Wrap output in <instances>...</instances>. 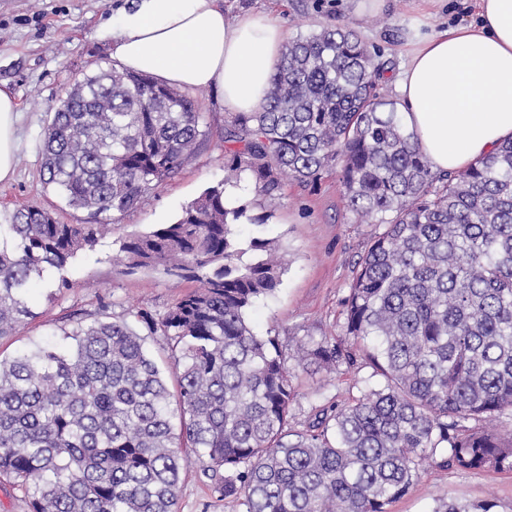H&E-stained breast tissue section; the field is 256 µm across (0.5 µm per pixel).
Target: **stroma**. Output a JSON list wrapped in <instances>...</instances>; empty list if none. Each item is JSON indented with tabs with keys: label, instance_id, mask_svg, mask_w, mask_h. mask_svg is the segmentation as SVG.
<instances>
[{
	"label": "stroma",
	"instance_id": "35a3bbf8",
	"mask_svg": "<svg viewBox=\"0 0 512 512\" xmlns=\"http://www.w3.org/2000/svg\"><path fill=\"white\" fill-rule=\"evenodd\" d=\"M126 0H0V87L16 97L21 112L15 176L0 183V215L19 204H36L65 224L84 223V211L68 207L41 178L42 134L65 89L82 73L110 68L112 30L107 22ZM233 21L263 14L277 19L286 39L307 36L326 26L355 29L369 47L389 62L381 88L394 98V80L416 35L430 34L465 19V0H440L422 11L413 0H384L382 8L362 11L361 0H220ZM205 115L207 135L193 157L173 177L145 194L120 215L112 233L94 250L79 253L62 277L37 282L27 295L33 318L12 336L0 339V357L9 359L36 345L62 341L77 320L109 316L132 318L144 311L162 316L196 283L168 276L162 268L125 273L113 263L123 240L176 221L205 189L224 182L228 156L224 139L233 130L218 88L190 91ZM250 214L265 216L263 225L243 223L235 231L244 238L278 242L287 271L274 294L249 309L258 336L275 339L284 356L314 340L334 339L343 321L342 299L356 263L369 240L370 228L351 220L338 172L324 174L314 185L285 181L276 199L255 189L249 173L229 186ZM66 288H58L59 279ZM296 402L291 429H303L313 409L343 404L361 396L371 373L363 364L328 372L295 367ZM470 503L493 500L495 512H512V472L463 471L424 464L410 491L389 512H436L446 500ZM234 503L213 493L211 480L196 459L181 475L177 512H233Z\"/></svg>",
	"mask_w": 512,
	"mask_h": 512
}]
</instances>
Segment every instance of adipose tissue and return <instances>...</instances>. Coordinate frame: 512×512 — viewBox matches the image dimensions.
I'll list each match as a JSON object with an SVG mask.
<instances>
[{"instance_id": "1", "label": "adipose tissue", "mask_w": 512, "mask_h": 512, "mask_svg": "<svg viewBox=\"0 0 512 512\" xmlns=\"http://www.w3.org/2000/svg\"><path fill=\"white\" fill-rule=\"evenodd\" d=\"M473 18L420 38L394 89L433 172L467 169L512 138V0H472ZM285 33L269 17L230 21L218 0H130L112 25L124 70L183 89L218 87L225 111L260 112ZM17 104L0 88V182L11 179Z\"/></svg>"}]
</instances>
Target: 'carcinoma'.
Wrapping results in <instances>:
<instances>
[{
  "mask_svg": "<svg viewBox=\"0 0 512 512\" xmlns=\"http://www.w3.org/2000/svg\"><path fill=\"white\" fill-rule=\"evenodd\" d=\"M375 62L349 27L287 42L261 112L236 114L232 173L274 196L282 179L315 184L341 171L353 223L374 227L343 300L341 336L301 348L316 368L355 365L369 389L288 428L293 372L246 313L281 284L272 239L225 189H207L178 221L123 242L129 272L163 268L199 282L159 320L77 322L61 348L0 359V476L32 512H176L192 454L213 492L242 512H388L421 467L512 472V140L466 170H431ZM206 137L203 114L178 89L101 67L71 84L41 139V175L85 224L23 205L0 224V339L32 316L36 279L61 271L172 177ZM171 345L164 372L146 336ZM467 421L475 427L464 426ZM491 500L439 512H493Z\"/></svg>",
  "mask_w": 512,
  "mask_h": 512,
  "instance_id": "carcinoma-1",
  "label": "carcinoma"
}]
</instances>
